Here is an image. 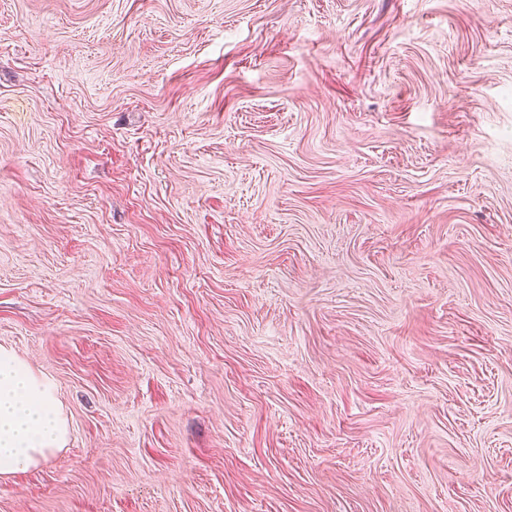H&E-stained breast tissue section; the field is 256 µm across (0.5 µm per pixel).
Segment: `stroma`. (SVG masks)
I'll return each mask as SVG.
<instances>
[{
  "instance_id": "obj_1",
  "label": "stroma",
  "mask_w": 512,
  "mask_h": 512,
  "mask_svg": "<svg viewBox=\"0 0 512 512\" xmlns=\"http://www.w3.org/2000/svg\"><path fill=\"white\" fill-rule=\"evenodd\" d=\"M0 346V512H512V0H0ZM68 439L54 385L0 347V479L37 466Z\"/></svg>"
}]
</instances>
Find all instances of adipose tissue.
I'll list each match as a JSON object with an SVG mask.
<instances>
[{
	"instance_id": "ef3b65f1",
	"label": "adipose tissue",
	"mask_w": 512,
	"mask_h": 512,
	"mask_svg": "<svg viewBox=\"0 0 512 512\" xmlns=\"http://www.w3.org/2000/svg\"><path fill=\"white\" fill-rule=\"evenodd\" d=\"M67 439L53 383L0 347V479L38 465Z\"/></svg>"
}]
</instances>
